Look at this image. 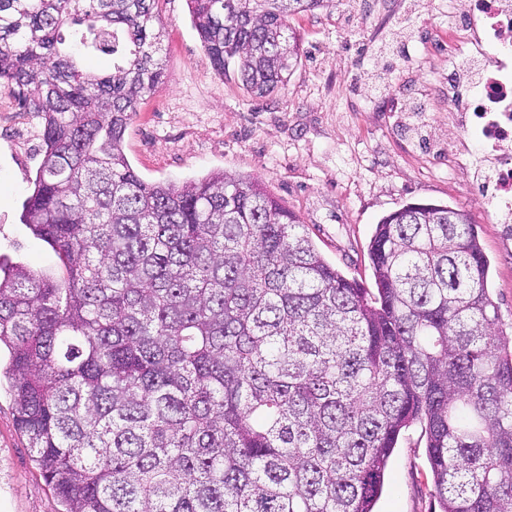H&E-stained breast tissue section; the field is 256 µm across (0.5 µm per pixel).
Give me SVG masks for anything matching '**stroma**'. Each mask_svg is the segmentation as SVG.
Wrapping results in <instances>:
<instances>
[{"mask_svg":"<svg viewBox=\"0 0 512 512\" xmlns=\"http://www.w3.org/2000/svg\"><path fill=\"white\" fill-rule=\"evenodd\" d=\"M432 0H330L290 16L304 56L287 85L254 97L219 75L186 0H156L164 82L141 100L124 151L148 182L224 170L260 181L294 212L324 257L374 285L368 246L380 219L407 203L465 210L490 261L488 286L512 323V223L475 189L491 157L462 136L448 102V22ZM39 125L0 128V257L60 274L57 254L20 222L42 161ZM0 390V512H61ZM376 512H439L420 426L400 437Z\"/></svg>","mask_w":512,"mask_h":512,"instance_id":"stroma-1","label":"stroma"}]
</instances>
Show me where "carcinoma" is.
<instances>
[{"mask_svg":"<svg viewBox=\"0 0 512 512\" xmlns=\"http://www.w3.org/2000/svg\"><path fill=\"white\" fill-rule=\"evenodd\" d=\"M154 2L0 0V80L40 119L21 223L64 266L0 262V379L62 512H375L417 423L440 512H512V332L468 215L383 217L364 288L255 180L144 181L122 142L164 78ZM328 2L187 0L257 97L301 62L288 16Z\"/></svg>","mask_w":512,"mask_h":512,"instance_id":"1","label":"carcinoma"}]
</instances>
